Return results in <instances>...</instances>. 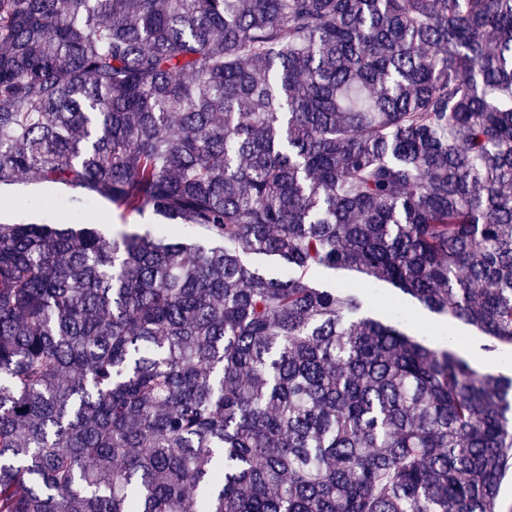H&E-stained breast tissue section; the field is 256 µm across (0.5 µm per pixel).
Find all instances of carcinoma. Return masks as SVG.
<instances>
[{
    "mask_svg": "<svg viewBox=\"0 0 512 512\" xmlns=\"http://www.w3.org/2000/svg\"><path fill=\"white\" fill-rule=\"evenodd\" d=\"M28 174L169 223L0 224V512H512V377L362 313L512 348V0H0ZM407 309L410 312V322L407 333L423 339L432 347H441L448 336H441L440 325L444 319L430 313L413 301H407Z\"/></svg>",
    "mask_w": 512,
    "mask_h": 512,
    "instance_id": "cac0c4a2",
    "label": "carcinoma"
}]
</instances>
